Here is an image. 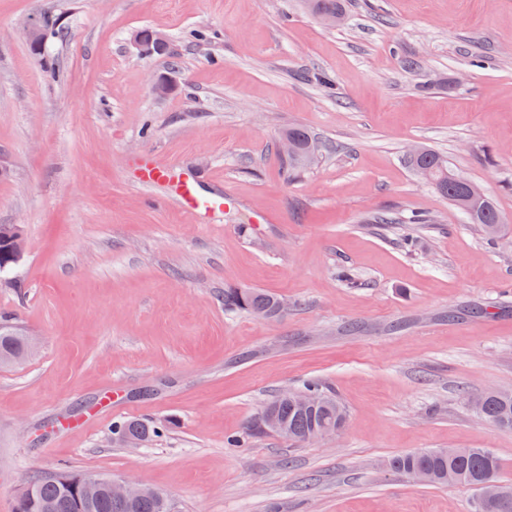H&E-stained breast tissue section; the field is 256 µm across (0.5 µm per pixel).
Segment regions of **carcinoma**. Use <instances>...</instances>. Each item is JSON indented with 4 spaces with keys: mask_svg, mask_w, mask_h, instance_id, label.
I'll use <instances>...</instances> for the list:
<instances>
[{
    "mask_svg": "<svg viewBox=\"0 0 512 512\" xmlns=\"http://www.w3.org/2000/svg\"><path fill=\"white\" fill-rule=\"evenodd\" d=\"M308 9L313 12H325L336 15L338 20L345 17L344 0H311ZM283 136L292 140L298 150L294 158L288 159L292 169L305 168L304 159L309 153L316 152L311 134L300 126H290ZM409 167L423 165L430 171V186L440 196L451 201L465 216L467 223L477 224L482 229L493 223L502 214L490 197H485L476 209L462 205L466 194L468 178L451 169L442 160V155L427 149V153L414 160L406 159ZM224 309L243 311L256 318H274L287 310V304L276 296L251 288L224 289ZM20 329L9 327L0 332V365L10 364V359L21 354L26 346L27 337L19 335ZM302 392L311 396L316 404L310 409H300L276 396L262 406L257 415L246 425V434L256 437L266 432H275L282 437L305 443L314 431L337 432L347 419L343 405L327 389L311 381L303 386ZM477 402L484 421L500 428L512 429V391L490 390L482 394ZM276 420L285 424L280 430L269 423ZM112 434L121 441L126 437H140L149 442L160 436L157 428L135 418L126 419L112 429ZM387 467L396 473L408 477L419 471H428L433 475V485H465L474 490L485 482H499V460L488 448H465L453 458L439 449L422 450L391 457ZM81 475L77 473L35 474L27 482L28 499L22 512H79L74 486ZM505 495L486 500L480 497L474 501L473 512H512V486L500 485ZM170 503L169 497L160 500L146 497L132 504L117 503L107 491H102L95 507L90 512H164V502Z\"/></svg>",
    "mask_w": 512,
    "mask_h": 512,
    "instance_id": "carcinoma-1",
    "label": "carcinoma"
}]
</instances>
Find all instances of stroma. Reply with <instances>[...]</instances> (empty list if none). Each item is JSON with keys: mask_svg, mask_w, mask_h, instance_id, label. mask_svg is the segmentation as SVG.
I'll return each mask as SVG.
<instances>
[{"mask_svg": "<svg viewBox=\"0 0 512 512\" xmlns=\"http://www.w3.org/2000/svg\"><path fill=\"white\" fill-rule=\"evenodd\" d=\"M346 3L328 28L303 0H0V224L26 240L0 314L38 347L0 367V512L57 470L162 490L178 512H469L472 489L387 468L424 448L490 449L512 485V430L471 408L512 389V0ZM44 12L68 31L50 70L25 32ZM141 27L168 54L139 55ZM291 124L320 149L294 176ZM414 144L494 200L503 239L416 176ZM148 152L237 206L195 220L153 202L131 166ZM228 288L288 311L225 310ZM313 380L342 430L228 447ZM128 418L163 434L124 447Z\"/></svg>", "mask_w": 512, "mask_h": 512, "instance_id": "obj_1", "label": "stroma"}]
</instances>
